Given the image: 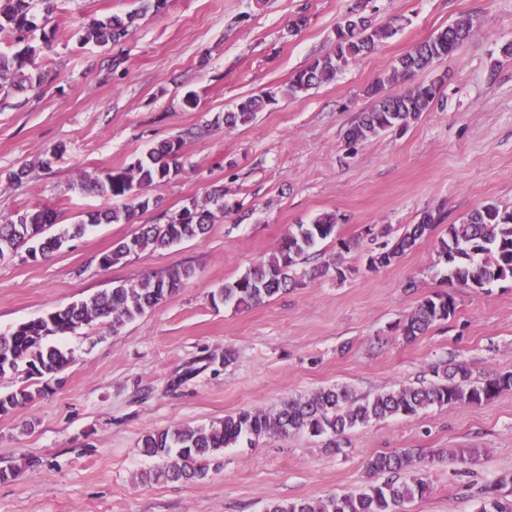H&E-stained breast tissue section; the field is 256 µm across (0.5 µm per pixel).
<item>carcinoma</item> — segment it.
Masks as SVG:
<instances>
[{
    "instance_id": "cac0c4a2",
    "label": "carcinoma",
    "mask_w": 512,
    "mask_h": 512,
    "mask_svg": "<svg viewBox=\"0 0 512 512\" xmlns=\"http://www.w3.org/2000/svg\"><path fill=\"white\" fill-rule=\"evenodd\" d=\"M61 0H0V34H7L22 48L0 51V88L23 90L40 87L47 73L39 61L40 51L51 48L45 34L42 45L27 43L38 29L35 10L42 7L49 16L59 9ZM356 23L336 28L333 51L315 60L289 80L283 94L296 96L334 80L350 60L363 55L379 42L394 36L399 19L375 25L363 15L361 2L349 7ZM138 12L93 19L83 25L80 41L105 46L119 41L134 23ZM474 29L473 19L462 17L445 29L432 34L400 56L390 75L368 89L372 107L359 114L345 131L348 146L355 147L372 137L397 127L406 128L426 111L436 98L437 82L419 83L400 93H390L387 84L408 82L437 61L453 55ZM278 102L277 93L247 96L235 109L224 113L227 129L253 123L258 113ZM180 138L158 143L146 156L112 171L85 176L79 189L95 191L122 205L87 213V220L73 227V236H81L86 227L96 224H130L137 210L147 211L158 204L148 195L150 188L167 183L183 172ZM227 210L224 187L210 191L202 204L183 208L189 215L178 223L143 224L99 258V265L110 268L128 257L148 249L167 248L183 240L202 236L215 222L216 212ZM439 218L425 212L417 224L409 225L392 243H384L368 257L369 267H387L411 250L423 236L438 227ZM338 218L323 212L308 224H299L289 232L276 251L261 258L238 278L224 283L211 293L212 302L248 309L269 301L288 289L327 275L329 267H313L297 273V266L316 245L336 236ZM55 213L45 207L17 211L0 216V260L25 248L27 257L37 262L61 249L67 236L50 235ZM437 264L446 270L448 284L475 292L507 279L512 280V210L495 203L474 208L459 224L443 230L436 244ZM194 274L189 267L148 274L131 285L119 284L88 299L71 302L44 317L18 324L9 334L0 335V375L24 368L32 383L15 390L0 392V415H7L40 397L48 381L65 371L72 357L48 345L52 336H62L76 329L105 322L116 333L126 323L144 315L167 297L176 293ZM455 298L435 293L424 298L400 324L403 339L412 342L432 327L455 316ZM437 380L422 387H401L373 398H358L344 387L319 389L307 396L284 401L272 414L243 410L224 416L207 428L177 427L149 432L142 438V448L157 464L141 473L144 482L159 483L180 479H203L215 456L242 442L253 446L271 435L290 431L306 432L313 437L328 436L326 447L341 450V438L358 426L393 416L414 417L429 406L480 404L504 391H512V371H491L476 379L469 365L462 361L442 360L432 367ZM434 453L421 448H403L380 453L367 463L370 481L357 492L334 494L318 500L272 499L264 512H406V506L431 492L427 466ZM460 464L476 467L481 461L478 448H460L455 452ZM500 481L484 488L477 512H512V487Z\"/></svg>"
}]
</instances>
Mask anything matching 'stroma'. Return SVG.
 I'll use <instances>...</instances> for the list:
<instances>
[{
    "mask_svg": "<svg viewBox=\"0 0 512 512\" xmlns=\"http://www.w3.org/2000/svg\"><path fill=\"white\" fill-rule=\"evenodd\" d=\"M352 0H66L47 22L41 58L50 80L26 93L0 90V216L54 210L53 232L108 207L76 190L82 175L123 167L158 142L182 137L184 171L152 187L159 204L131 224H101L49 258L0 261V334L119 283L190 266L194 278L119 332L85 326L49 345L72 362L41 398L0 416V512H263L272 499L317 500L359 490L366 463L400 448L438 449L432 492L410 512H475L474 486L512 475V391L481 404L431 407L350 431L342 451L303 432L224 449L199 481L143 483L153 466L141 439L177 426L206 427L242 410L274 412L283 401L343 385L358 396L433 379L442 360L474 376L512 371V280L479 293L454 290L456 314L417 340L398 324L445 284L436 235L390 266L370 268L367 228L401 235L424 211L457 224L493 201L512 208V0H369L375 23L399 19L392 38L351 61L332 82L291 97L290 78L330 53ZM137 11L125 37L80 45L89 18ZM474 30L452 57L418 73L440 80L430 108L407 128L348 147L344 132L371 107L368 88L393 61L457 18ZM305 24L291 33L296 18ZM278 92L247 127L217 116L244 97ZM195 93L196 108L183 98ZM26 168L27 179L9 176ZM223 187L230 210L203 236L147 250L111 268L99 258L139 224L203 202ZM338 216L319 244L320 280L248 310L214 306L211 293L275 251L298 224ZM355 241L351 250L339 240ZM233 360L222 365L224 352ZM482 451L466 471L458 448ZM41 465L29 469L30 459Z\"/></svg>",
    "mask_w": 512,
    "mask_h": 512,
    "instance_id": "1",
    "label": "stroma"
}]
</instances>
